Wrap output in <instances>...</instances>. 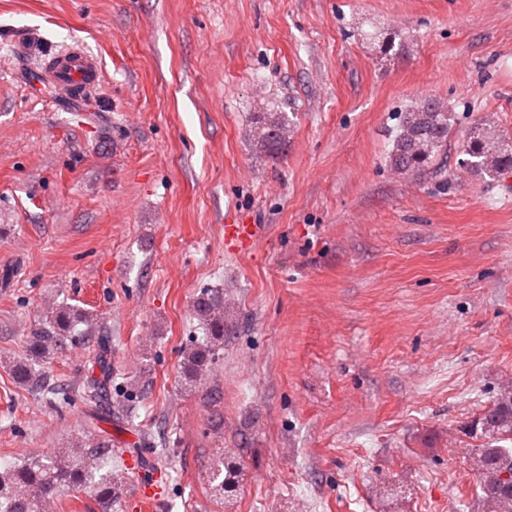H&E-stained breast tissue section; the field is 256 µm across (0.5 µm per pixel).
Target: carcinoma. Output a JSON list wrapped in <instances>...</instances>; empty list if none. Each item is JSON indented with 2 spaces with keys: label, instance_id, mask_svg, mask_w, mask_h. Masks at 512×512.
Returning <instances> with one entry per match:
<instances>
[{
  "label": "carcinoma",
  "instance_id": "1",
  "mask_svg": "<svg viewBox=\"0 0 512 512\" xmlns=\"http://www.w3.org/2000/svg\"><path fill=\"white\" fill-rule=\"evenodd\" d=\"M258 144L270 153L276 152L288 132L285 112H254L251 116ZM451 131L448 107L434 98L416 100L400 114L388 163L400 176L420 175L445 169V154ZM458 166L475 170L497 179L512 170V138L500 133L493 124L482 121L470 129L460 144ZM197 317L203 321L205 336L184 350L182 373L191 385L209 369L215 352L224 346V293L206 290L194 303ZM84 329L77 330L78 325ZM96 323L79 307L62 302L47 315V326L28 337L29 357L11 366L14 380L40 393L58 406L68 405L77 396L95 408L110 405L105 384L112 373L104 369L106 378L90 379L70 389L47 383L43 364L48 356L66 340L76 336H93ZM482 432L487 442L477 449L482 467L497 468L512 459V398L497 399L482 419ZM112 456V448L97 438L72 448H61L42 458H30L17 466L0 469V512H46L47 505L64 490L88 487L102 504H110L120 491L122 478L100 473V459ZM235 471L218 461L211 469L210 482L218 490L234 486Z\"/></svg>",
  "mask_w": 512,
  "mask_h": 512
}]
</instances>
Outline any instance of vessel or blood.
<instances>
[{
  "label": "vessel or blood",
  "mask_w": 512,
  "mask_h": 512,
  "mask_svg": "<svg viewBox=\"0 0 512 512\" xmlns=\"http://www.w3.org/2000/svg\"><path fill=\"white\" fill-rule=\"evenodd\" d=\"M38 75L41 84L68 97L90 93L102 78L97 59L76 46L45 55ZM257 235L258 227L254 224H228L224 227L225 244L238 254L251 251Z\"/></svg>",
  "instance_id": "1"
}]
</instances>
